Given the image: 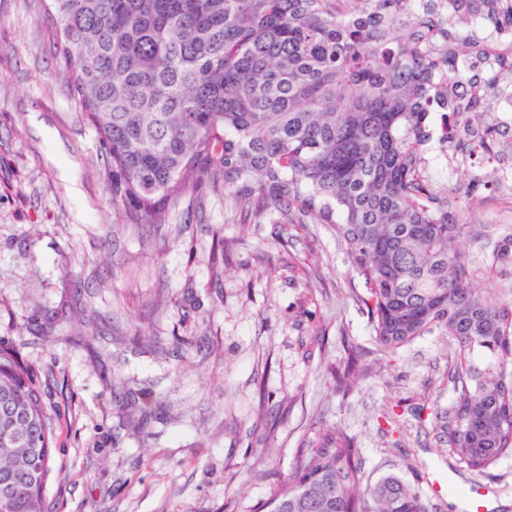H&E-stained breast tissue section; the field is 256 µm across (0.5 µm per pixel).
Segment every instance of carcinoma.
Instances as JSON below:
<instances>
[{
	"label": "carcinoma",
	"mask_w": 512,
	"mask_h": 512,
	"mask_svg": "<svg viewBox=\"0 0 512 512\" xmlns=\"http://www.w3.org/2000/svg\"><path fill=\"white\" fill-rule=\"evenodd\" d=\"M75 107L104 150L124 224H168L205 191L260 224H326L365 283L378 351L439 329L454 397L436 452L479 473L512 455V233L490 263L460 189H440L431 116L449 161L490 159L512 101V0H49ZM53 427L38 373L0 339V512H51ZM260 512H427L396 474L364 479L355 437L302 444Z\"/></svg>",
	"instance_id": "obj_1"
}]
</instances>
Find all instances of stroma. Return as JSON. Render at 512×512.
Returning <instances> with one entry per match:
<instances>
[{
  "label": "stroma",
  "mask_w": 512,
  "mask_h": 512,
  "mask_svg": "<svg viewBox=\"0 0 512 512\" xmlns=\"http://www.w3.org/2000/svg\"><path fill=\"white\" fill-rule=\"evenodd\" d=\"M44 7L0 0V338L45 386L53 512H256L324 424L356 438L366 480L401 476L428 512H464L475 481L487 512H512V456L477 475L435 452L451 339L379 358L326 225L230 221L212 194L198 222L120 223ZM495 169L469 214L486 234L458 243L474 259L512 233ZM352 346L362 370L340 388Z\"/></svg>",
  "instance_id": "35a3bbf8"
}]
</instances>
